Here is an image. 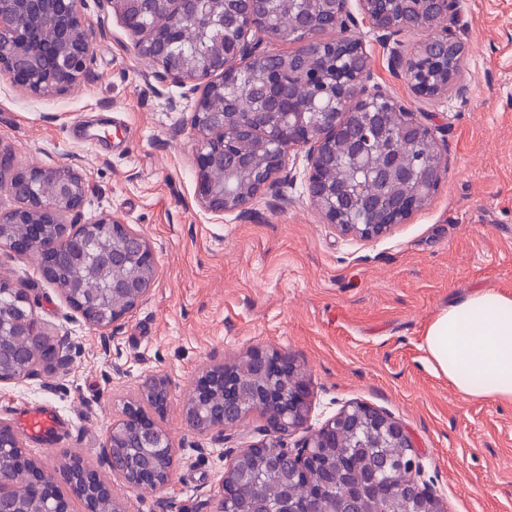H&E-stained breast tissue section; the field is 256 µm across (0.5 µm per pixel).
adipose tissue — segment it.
<instances>
[{
  "instance_id": "obj_1",
  "label": "adipose tissue",
  "mask_w": 512,
  "mask_h": 512,
  "mask_svg": "<svg viewBox=\"0 0 512 512\" xmlns=\"http://www.w3.org/2000/svg\"><path fill=\"white\" fill-rule=\"evenodd\" d=\"M423 348L433 372L461 394L512 403V296L456 298L426 326Z\"/></svg>"
}]
</instances>
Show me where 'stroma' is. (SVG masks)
Wrapping results in <instances>:
<instances>
[{
    "mask_svg": "<svg viewBox=\"0 0 512 512\" xmlns=\"http://www.w3.org/2000/svg\"><path fill=\"white\" fill-rule=\"evenodd\" d=\"M81 13L96 31L87 74L34 96L0 76V146L23 166H70L86 179L79 218L106 213L146 236L153 290L113 326L94 330L30 258L0 248V279L25 283L50 340L70 335L67 369L36 366L0 386V419L48 405L68 423L48 442L25 439L55 471L68 455L107 472L102 449L149 378L166 379L154 419L176 450L173 483L140 492L113 478L124 512H216L218 480L241 448L265 440L264 418L202 436L183 419L195 375L255 349L292 354L311 383L310 427L360 402L411 434L425 478L447 512H512V404L462 397L436 376L423 332L457 297L512 294V0H454L465 95L416 97L389 52L360 30L373 77L428 113L445 177L427 203L377 239L339 233L306 194L305 151L244 213L217 217L195 199L197 136L190 86L138 56L98 0Z\"/></svg>",
    "mask_w": 512,
    "mask_h": 512,
    "instance_id": "35a3bbf8",
    "label": "stroma"
}]
</instances>
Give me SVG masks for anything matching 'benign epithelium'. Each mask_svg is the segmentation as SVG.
I'll return each mask as SVG.
<instances>
[{
    "instance_id": "obj_1",
    "label": "benign epithelium",
    "mask_w": 512,
    "mask_h": 512,
    "mask_svg": "<svg viewBox=\"0 0 512 512\" xmlns=\"http://www.w3.org/2000/svg\"><path fill=\"white\" fill-rule=\"evenodd\" d=\"M331 4L336 29L341 34L334 40H318V52L307 73V81H324L327 77L329 58L344 60L347 65L336 68V86L341 90L340 99H352L359 108L369 109L384 105L398 115L400 138L411 140L422 135L432 137V128L416 112L405 108L382 86L372 82V70L361 61L368 57L363 44L348 37L353 29L367 28L378 42L391 46V69L404 74L411 90L418 96L440 98L463 89L460 76L448 75L432 78L424 68L416 66V58L404 49L402 36L413 28L399 20V8L413 0H357V10H352L351 0H320ZM121 20L133 39L137 54L150 57L165 75L180 83L193 82L202 86L192 112L190 125L198 136L196 155V198L201 208L214 216L243 210L252 199L271 187L285 168L290 151L307 149V193L327 223L340 233L361 239H374L387 234L402 223L414 210L424 204L441 182L445 173L443 163L430 166L415 174L405 166L400 156L386 148V138L378 125L363 121V113L347 112L336 103V97L317 112L308 111L295 94V86L288 83L281 70L264 72L265 97L260 101V111L246 117L232 112H214L209 100L217 93L224 94V86L237 85L254 61L266 56L261 50L265 40L271 38L269 22L263 7L264 0H240L237 13L224 19V11L201 12L198 0H102ZM79 0H0V36L13 30L20 21L37 16L55 21L61 16L67 22L56 28L55 41L49 49L5 55L0 52V75L33 94L59 92L86 75L89 48L96 32L82 18ZM167 8L174 16V24L148 32L143 30L142 15ZM191 20L197 32L205 37L215 32L207 45L204 61L189 65L171 51L181 36V24ZM79 28L83 39L76 42L72 30ZM348 138V161L354 168H371L385 194L392 198L386 207L375 211L373 218L363 224L349 219L347 200L358 195L362 184L348 181L344 187H334L325 182L323 170L331 143ZM248 138L258 144L253 155L238 153L240 140ZM230 163L239 177H249L237 189H228L210 180L211 170ZM52 181L56 193L45 198L34 187ZM10 191L21 192L26 197L25 206L12 212L13 222L27 225L26 235L12 241L9 251L27 256L38 245L46 256L39 269L47 281L57 274V268L70 255L85 248L87 237L79 230H70L67 218L80 214L86 200V187L82 175L70 167H32L16 172L10 181ZM46 224L57 227L53 240L43 237ZM100 225L112 231L119 245L112 248V280L106 293L125 296L138 305L152 291L156 275V259L147 238L138 231L101 215L85 224L89 229ZM15 306L23 314L21 334L38 345L37 362L50 369L63 368L69 360L71 339L64 335L55 343L44 340L43 334L32 324L27 311L32 307L31 297L22 283L11 284ZM70 307L80 313L84 323L93 329L105 330L121 320L130 309L108 310L98 304V299L69 289L65 294ZM251 362L254 376L271 380H291L286 391L281 392L271 384L265 396L252 410L266 417V432L274 438L291 436L305 430L297 444L284 449V454L266 460L267 468L287 473L288 479L311 486L327 483L326 466L320 459L324 448L336 447V435L350 427H363L384 443L408 449V456L395 461L386 483L380 488L382 497L406 496L412 508L409 512H446V507L424 479V468L415 451L406 427L383 410L362 404H350L327 419L320 427L304 429L311 410V387L301 365L291 356L263 351L253 352ZM247 387L242 373L235 367L222 364L207 366L194 381L191 397L193 406L183 409L188 425L199 434L224 429L233 419L244 416L236 396ZM218 392L226 393L227 407L211 421L197 414L200 407L212 403ZM285 406L282 413L273 414L266 403ZM133 433L142 442L140 453L145 460H127L113 441L103 448V458L111 471L135 490H152L168 485L173 476L169 461L175 449L163 436L159 426L151 420L139 403L126 407L124 418L114 426L116 431ZM268 444L257 442L241 449L233 465L224 471L219 482L217 512H246V507H224L231 502L234 478L247 476L244 464L251 458L264 455ZM25 474L29 492L36 502L51 503L48 512H72L69 496L81 500L86 488H91L96 498H112L110 483L101 473L90 468L81 458L68 456L58 469L70 495H65L58 485L56 475L34 466L23 449L21 438L12 425L0 419V512H12L9 475ZM283 512H322L321 501L310 496L300 505H280Z\"/></svg>"
}]
</instances>
